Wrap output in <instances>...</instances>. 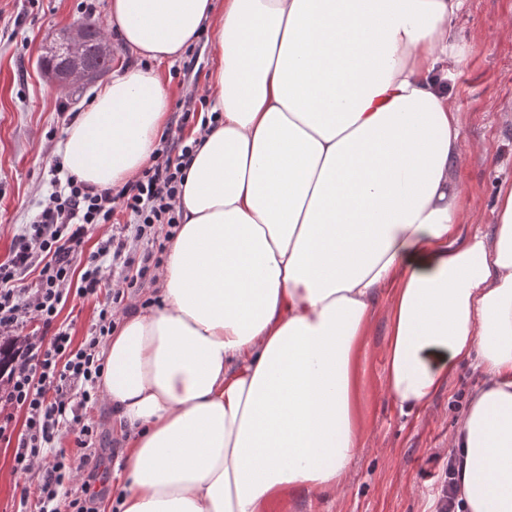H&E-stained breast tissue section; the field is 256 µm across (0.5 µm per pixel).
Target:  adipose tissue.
<instances>
[{
	"label": "adipose tissue",
	"instance_id": "1",
	"mask_svg": "<svg viewBox=\"0 0 512 512\" xmlns=\"http://www.w3.org/2000/svg\"><path fill=\"white\" fill-rule=\"evenodd\" d=\"M461 0H108L135 55L179 56L211 26L205 133L158 270L122 315L102 401L125 470L118 512H264L291 489L343 494L364 445L358 352L389 291L386 388L425 408L455 363L485 377L449 447L463 512H512V181L491 233L459 175L448 77ZM169 91L138 67L69 128L80 180L134 179Z\"/></svg>",
	"mask_w": 512,
	"mask_h": 512
}]
</instances>
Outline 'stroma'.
Masks as SVG:
<instances>
[{
	"label": "stroma",
	"mask_w": 512,
	"mask_h": 512,
	"mask_svg": "<svg viewBox=\"0 0 512 512\" xmlns=\"http://www.w3.org/2000/svg\"><path fill=\"white\" fill-rule=\"evenodd\" d=\"M80 0H0V263L15 237L29 223L49 188V162L61 154L73 116L89 104L99 83L62 93L46 82L39 66L43 44L52 33L80 18ZM512 0H465L451 41L462 58L448 81L460 114L463 147L484 145L472 154L460 183L474 222L490 229L497 182L512 179ZM209 36L194 38L181 56L160 63L170 90L165 130L169 137L192 135L181 126L177 103L191 87L207 89L214 62ZM96 300L70 298L57 321L74 343L84 341L97 318ZM378 302L361 350V422L367 445L350 466L343 496L294 489L268 506V512H437L445 478L448 434L469 394L482 377L471 360L457 363L429 406L406 413L385 389L388 318ZM87 422L98 438L101 459L92 488L98 501L120 493L123 458L112 415L103 402L88 405ZM30 476L14 472L12 450L0 442V512H16Z\"/></svg>",
	"instance_id": "obj_1"
}]
</instances>
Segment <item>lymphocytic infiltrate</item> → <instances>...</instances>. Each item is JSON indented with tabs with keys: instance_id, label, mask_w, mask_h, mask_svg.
<instances>
[{
	"instance_id": "f902f5d3",
	"label": "lymphocytic infiltrate",
	"mask_w": 512,
	"mask_h": 512,
	"mask_svg": "<svg viewBox=\"0 0 512 512\" xmlns=\"http://www.w3.org/2000/svg\"><path fill=\"white\" fill-rule=\"evenodd\" d=\"M199 138H161L152 163L119 187H97L80 180L53 159L51 190L29 224L15 238L9 260L0 264V339L23 336L6 366L0 367V441H13L14 470L33 476L23 489L18 512H92L89 483L81 496L61 503L65 484L75 481L77 466L92 462L87 448L97 433L84 418L97 399L105 368L101 348L116 327L126 296L156 282L162 237H173L180 222L176 200ZM123 213L125 223L114 222ZM111 225L93 250L83 244L91 227ZM119 271V286L104 293L107 268ZM36 272L29 287L24 279ZM106 294L97 319L81 344H74L57 318L70 297ZM42 335H26L31 322ZM22 410V429L13 426V410ZM75 435L84 453L72 465L54 441L62 431Z\"/></svg>"
}]
</instances>
